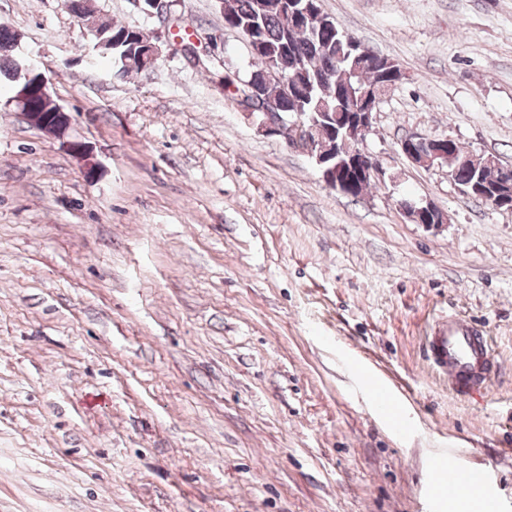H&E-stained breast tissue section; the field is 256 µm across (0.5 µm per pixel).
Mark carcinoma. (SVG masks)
I'll return each instance as SVG.
<instances>
[{
  "label": "carcinoma",
  "instance_id": "cac0c4a2",
  "mask_svg": "<svg viewBox=\"0 0 512 512\" xmlns=\"http://www.w3.org/2000/svg\"><path fill=\"white\" fill-rule=\"evenodd\" d=\"M313 10L306 22L294 26L288 16V0H224V22L229 29L240 31L244 26L253 25L257 29L259 44L267 50H283L278 62V70L283 78L294 77L300 83L296 92L282 94L280 83L264 74L262 61L256 55L257 45L248 43L255 62L242 77L232 73L224 74V86L233 85L236 95H249L257 91L280 96V112L273 119L290 120L294 112L307 101L308 111H314L317 102L327 99L331 103L328 113L322 115L321 125L330 138L336 140L337 112L350 111L353 97L357 96L363 81H372L376 73L370 70H357V61L347 52L343 30L336 25V19L325 13L321 0H311ZM98 33L107 46L96 50L103 58L121 63L125 72L139 71L138 57L142 47L135 28L125 25L100 23ZM16 40L10 31L0 26V77L10 71L14 59L3 54L9 44Z\"/></svg>",
  "mask_w": 512,
  "mask_h": 512
}]
</instances>
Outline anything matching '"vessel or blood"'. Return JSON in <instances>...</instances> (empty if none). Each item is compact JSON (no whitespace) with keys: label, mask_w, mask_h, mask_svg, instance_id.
<instances>
[{"label":"vessel or blood","mask_w":512,"mask_h":512,"mask_svg":"<svg viewBox=\"0 0 512 512\" xmlns=\"http://www.w3.org/2000/svg\"><path fill=\"white\" fill-rule=\"evenodd\" d=\"M430 353L448 378L450 389L466 393L481 387L493 367L491 348L478 321L449 319L439 327L430 341ZM486 476L482 470L468 469L447 482L435 483V494L484 490Z\"/></svg>","instance_id":"1"}]
</instances>
